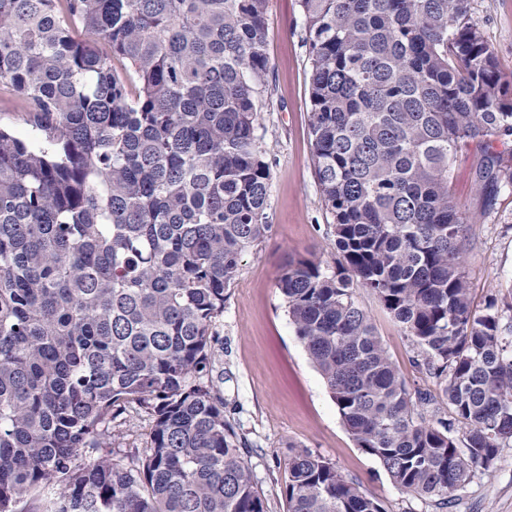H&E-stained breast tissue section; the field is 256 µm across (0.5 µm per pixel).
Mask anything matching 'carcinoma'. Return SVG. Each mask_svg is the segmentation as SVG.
I'll return each instance as SVG.
<instances>
[{
  "label": "carcinoma",
  "instance_id": "carcinoma-1",
  "mask_svg": "<svg viewBox=\"0 0 512 512\" xmlns=\"http://www.w3.org/2000/svg\"><path fill=\"white\" fill-rule=\"evenodd\" d=\"M267 4L0 0V79L32 112L30 131L0 128V512H267L216 332L270 229ZM302 7L342 260H290L279 290L356 445L446 509L512 442V304L473 310L449 189L461 145L512 136V97L469 0ZM478 177L512 186V166L487 156ZM358 287L437 393L409 390ZM133 415L150 443L120 457ZM288 470V512H383L307 450Z\"/></svg>",
  "mask_w": 512,
  "mask_h": 512
}]
</instances>
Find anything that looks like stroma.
<instances>
[{"label": "stroma", "mask_w": 512, "mask_h": 512, "mask_svg": "<svg viewBox=\"0 0 512 512\" xmlns=\"http://www.w3.org/2000/svg\"><path fill=\"white\" fill-rule=\"evenodd\" d=\"M471 15L512 87V0H471ZM301 0H268L267 84L258 103L256 135L270 168V230L245 253L216 331L224 345V414L242 438L240 453L268 512H287L288 458L307 449L360 484L384 512H437L433 500L398 489L381 464L358 448L325 383L298 339L278 288L288 259L334 269L340 254L333 218L321 200L309 132L310 62L303 44ZM512 165V136L461 147L451 159L450 191L466 213L465 269L474 309L512 294V188L490 192L477 168L485 153ZM409 388L434 383L412 363L413 347L370 291H356ZM450 512H512V444L455 493Z\"/></svg>", "instance_id": "1"}]
</instances>
